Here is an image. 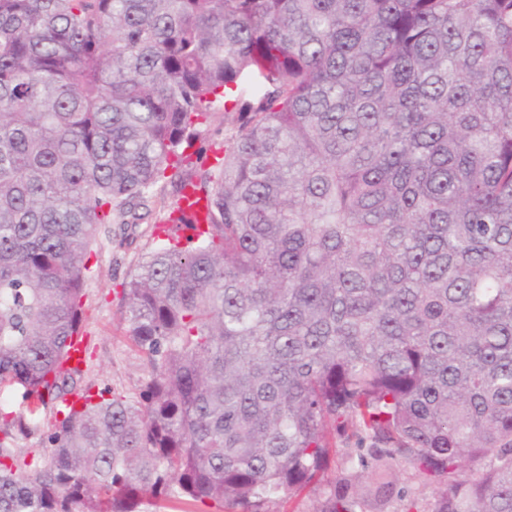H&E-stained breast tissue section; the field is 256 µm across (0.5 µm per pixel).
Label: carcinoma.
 Wrapping results in <instances>:
<instances>
[{"label": "carcinoma", "instance_id": "carcinoma-1", "mask_svg": "<svg viewBox=\"0 0 512 512\" xmlns=\"http://www.w3.org/2000/svg\"><path fill=\"white\" fill-rule=\"evenodd\" d=\"M251 77L219 175L188 171ZM166 181L204 224L125 285L138 400L66 407L99 229ZM13 389L0 512H367L403 463L431 512H512V0H0ZM50 402L33 466L14 441Z\"/></svg>", "mask_w": 512, "mask_h": 512}]
</instances>
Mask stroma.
<instances>
[{
  "mask_svg": "<svg viewBox=\"0 0 512 512\" xmlns=\"http://www.w3.org/2000/svg\"><path fill=\"white\" fill-rule=\"evenodd\" d=\"M238 131L237 115L217 111L211 125L204 127L201 136L190 150L193 170H212L224 148ZM176 199L172 187H165L155 205L149 223L138 225L132 244H124L122 225L110 224L101 228L90 254L92 273L85 285L83 329L88 343L87 363L83 385L109 387L126 399H137L145 365L141 354L132 347L125 329L127 322L122 304V285L137 271L142 258L162 237V221ZM396 489L398 495L384 507V512H400V494L419 499L426 512H431L437 485L421 478L412 467L399 466Z\"/></svg>",
  "mask_w": 512,
  "mask_h": 512,
  "instance_id": "1",
  "label": "stroma"
}]
</instances>
